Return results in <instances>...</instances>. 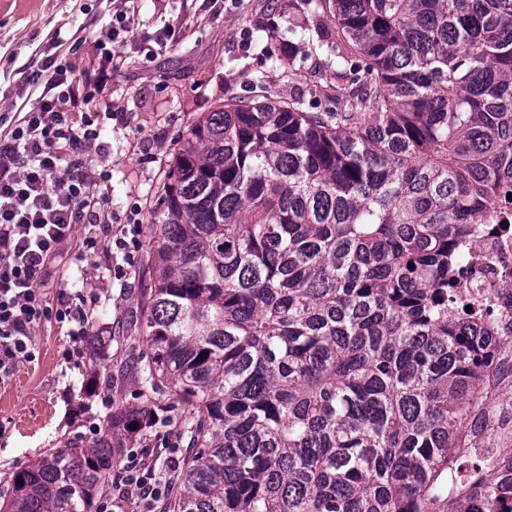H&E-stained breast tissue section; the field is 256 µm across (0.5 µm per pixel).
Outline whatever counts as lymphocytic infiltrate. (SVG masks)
<instances>
[{"instance_id": "lymphocytic-infiltrate-1", "label": "lymphocytic infiltrate", "mask_w": 512, "mask_h": 512, "mask_svg": "<svg viewBox=\"0 0 512 512\" xmlns=\"http://www.w3.org/2000/svg\"><path fill=\"white\" fill-rule=\"evenodd\" d=\"M133 24L130 7L113 14L99 64L81 77L45 56L26 78L40 92L35 104L14 121L0 113V125L10 126L0 137V380L33 358V331L47 320L69 324L75 343L85 342L95 295L65 293L53 308L44 297L43 277L61 247L77 239L86 255H121L123 263L114 270L118 278L138 261V209H131L124 224L100 221L105 197L83 171L81 156L99 140L101 125L97 113L75 107L77 97L92 101L111 84L118 72L113 49L128 42ZM81 225L87 228L82 235ZM168 487L145 455L129 453L116 478L118 495L103 500L100 512H124L131 502L151 507Z\"/></svg>"}]
</instances>
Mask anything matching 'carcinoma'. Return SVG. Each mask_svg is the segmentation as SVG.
<instances>
[{
    "mask_svg": "<svg viewBox=\"0 0 512 512\" xmlns=\"http://www.w3.org/2000/svg\"><path fill=\"white\" fill-rule=\"evenodd\" d=\"M308 2L348 105L231 100L189 129L150 214L142 402L15 472L0 512H99L173 401L194 453L159 512H512V448L469 425L512 328L470 304L463 247L491 207L512 226V0Z\"/></svg>",
    "mask_w": 512,
    "mask_h": 512,
    "instance_id": "cac0c4a2",
    "label": "carcinoma"
}]
</instances>
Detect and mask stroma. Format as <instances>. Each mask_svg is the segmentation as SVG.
Returning <instances> with one entry per match:
<instances>
[{
  "label": "stroma",
  "mask_w": 512,
  "mask_h": 512,
  "mask_svg": "<svg viewBox=\"0 0 512 512\" xmlns=\"http://www.w3.org/2000/svg\"><path fill=\"white\" fill-rule=\"evenodd\" d=\"M115 0H0V113L33 104L24 78L37 67L55 36L60 57L81 70L95 53L116 9ZM134 35L122 49L123 67L96 101L103 132L85 153L91 171L109 176L107 210L123 223L132 205L149 220L164 173L187 130L224 100L261 95L305 102L311 111L346 106V80L335 68L302 60L290 22L306 0H135ZM174 42L146 58L163 26ZM272 44L275 56L262 48ZM116 259L82 256L70 243L51 264L49 304L67 290L95 292L93 333L111 328L113 340L95 357L73 356L67 330L49 320L33 334L35 357L0 383V495L10 496L12 474L69 444L95 440L90 423L107 414L104 400L139 405L137 357L145 350L140 329V274L111 278Z\"/></svg>",
  "instance_id": "35a3bbf8"
}]
</instances>
